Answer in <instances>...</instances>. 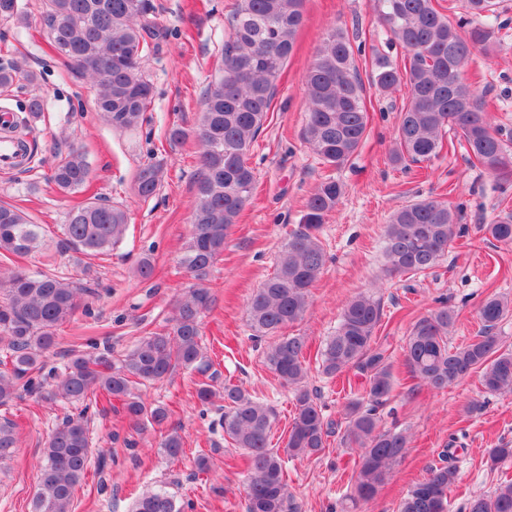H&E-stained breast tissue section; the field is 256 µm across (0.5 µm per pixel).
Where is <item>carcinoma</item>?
Instances as JSON below:
<instances>
[{
  "instance_id": "cac0c4a2",
  "label": "carcinoma",
  "mask_w": 512,
  "mask_h": 512,
  "mask_svg": "<svg viewBox=\"0 0 512 512\" xmlns=\"http://www.w3.org/2000/svg\"><path fill=\"white\" fill-rule=\"evenodd\" d=\"M374 2L390 43L406 51L401 66L381 52L371 61V82L379 92L405 89L392 161L405 166L437 157L452 130L462 137L473 166L511 175L512 149L464 75L471 57L488 52L497 39L501 0H464L466 17L455 24L439 0ZM0 20L21 27L38 22L55 52L70 63L74 78H87L94 85L97 112L117 130L141 127L152 89L140 64L166 38V30L149 17L146 0H43L36 20L20 0H0ZM305 21V0H237L222 66L203 93L196 128L173 125L166 131L171 142L192 136L199 144L190 237L180 260L189 283L174 306L170 328L138 340L118 365L106 347L96 355H73L59 373L47 371L45 358L57 345V330L72 319L79 295L89 289L46 272L19 268L0 273V330L8 336L11 359V368L0 370V406L17 398L21 388L43 402L83 405L78 414L65 416L49 437L34 512H72L76 488L88 469L94 463L104 466L105 457H93L87 425V412L98 404V396L121 401L133 428H161L170 418L169 410L146 403L135 393L136 386L163 380L178 367L200 374L211 369L201 344L202 318L213 301L207 282L231 227L251 200L256 176L248 162L250 148L268 118L277 81ZM22 81L32 82L34 75L16 63L0 66V88ZM305 84V141L324 164L340 166L358 152L368 122L354 49L341 30L326 33ZM42 108L41 98H31L27 118L11 126L21 144H26L29 120ZM89 171L86 154L72 147L54 166L50 182L62 194H75L88 186ZM163 178L162 160L142 165L134 181L136 196L153 197ZM342 193V185L331 177L315 187L300 224L281 245L275 271L248 306L253 336L270 339L264 351L267 368L296 400L285 448L271 447L277 414L270 403L230 382L222 391L207 382L196 390L203 405L224 401L218 426L247 461L244 512H299L286 479V459L319 456L333 433L339 445L355 455L357 465L350 491L341 497L343 509L369 503L409 448L407 431L385 430L380 424L379 409L397 386L391 346L378 336L380 297L366 292L348 301L336 331L319 352L324 376L333 379L353 371L362 379L360 392L345 405L342 425L326 419L317 393L308 387L306 339L283 334L308 310L310 288L327 262L319 232ZM127 226V211L98 197L73 206L62 231L72 248L98 256L122 241ZM483 230L498 242L512 243V214L492 218ZM460 232L457 211L445 201L425 199L402 206L385 227L389 273L415 276L436 267ZM46 234L45 225L33 223L12 205L0 204V258L41 251ZM511 313V299L488 296L478 308V336L457 346L448 341L456 322L448 303L420 316L411 323L402 347L410 377L442 391L478 373L484 392L512 395V352L500 350L497 333ZM16 447L13 424L0 421V463L10 459ZM159 448L163 456L177 460L183 455V437L170 428L161 434ZM451 457L448 448L439 453V462L401 500L399 512H448L458 483ZM511 461L512 447L487 451L493 470ZM132 512H185V505L167 491H147ZM465 512H512V479L487 494L471 496Z\"/></svg>"
}]
</instances>
